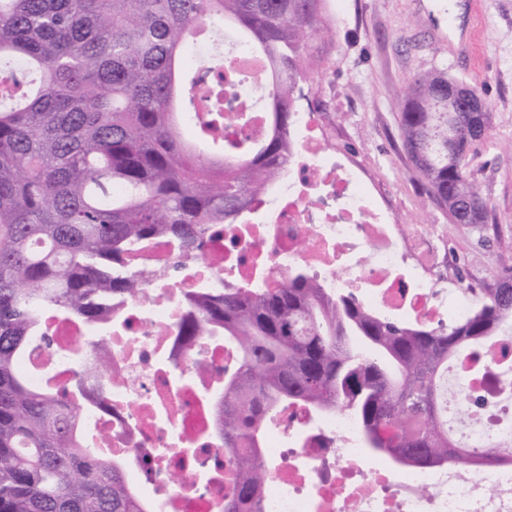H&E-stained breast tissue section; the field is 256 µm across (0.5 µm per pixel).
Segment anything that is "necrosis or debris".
<instances>
[{"instance_id": "1", "label": "necrosis or debris", "mask_w": 512, "mask_h": 512, "mask_svg": "<svg viewBox=\"0 0 512 512\" xmlns=\"http://www.w3.org/2000/svg\"><path fill=\"white\" fill-rule=\"evenodd\" d=\"M238 65L232 91L263 110L264 66L240 38L198 57ZM297 160L270 183L241 223L217 228L201 252L183 254L160 237L137 246L125 271L145 273L138 296L116 295L103 326L112 338L106 372L75 375L97 354L77 320L45 315L51 343L20 364L35 386L54 384L78 402L85 448L119 465L147 512H224L231 454L224 447V378L237 357L223 330L185 336L191 305L227 288H271L304 267L323 287L358 296L396 318L443 321L471 308L472 292L451 295L422 280L441 261L426 235L394 213L350 168L320 145L313 115L297 113ZM512 326L448 365L439 403L462 448L512 444V375L500 347ZM261 457L262 512H512V458L498 466L432 468L369 455L353 416L285 405L268 415Z\"/></svg>"}]
</instances>
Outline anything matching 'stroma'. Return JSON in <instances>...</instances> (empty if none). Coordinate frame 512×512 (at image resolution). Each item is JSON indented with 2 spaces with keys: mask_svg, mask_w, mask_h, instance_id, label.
Wrapping results in <instances>:
<instances>
[{
  "mask_svg": "<svg viewBox=\"0 0 512 512\" xmlns=\"http://www.w3.org/2000/svg\"><path fill=\"white\" fill-rule=\"evenodd\" d=\"M324 0L326 25L310 43L323 67L296 99L313 109L337 148L354 158L405 224L425 225L445 256L431 279L449 288L498 287L508 259L495 239L512 235V0ZM438 69L476 87L492 121L469 153L468 173L495 223H454L429 198L403 146L398 115L414 77Z\"/></svg>",
  "mask_w": 512,
  "mask_h": 512,
  "instance_id": "35a3bbf8",
  "label": "stroma"
}]
</instances>
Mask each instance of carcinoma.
Returning a JSON list of instances; mask_svg holds the SVG:
<instances>
[{
  "instance_id": "carcinoma-1",
  "label": "carcinoma",
  "mask_w": 512,
  "mask_h": 512,
  "mask_svg": "<svg viewBox=\"0 0 512 512\" xmlns=\"http://www.w3.org/2000/svg\"><path fill=\"white\" fill-rule=\"evenodd\" d=\"M232 25L263 60L267 133L229 139L251 124L224 83L183 57L196 32ZM322 0H0V512H144L123 472L79 445L76 412L56 389L35 388L22 355L52 311L95 329L112 294L142 279L112 271L136 244L178 240L200 250L237 224L297 155L290 135ZM445 71L418 75L399 129L428 194L458 224L486 225L488 202L467 172L468 128L489 112H448ZM198 117L196 138L184 137ZM512 318V266L481 307L449 324L377 316L296 272L257 293L232 288L196 306L184 333L224 327L238 360L224 381V447L233 487L224 512H260L266 468L256 451L281 404L343 406L366 447L420 467L461 459L448 440L437 385L448 361Z\"/></svg>"
}]
</instances>
